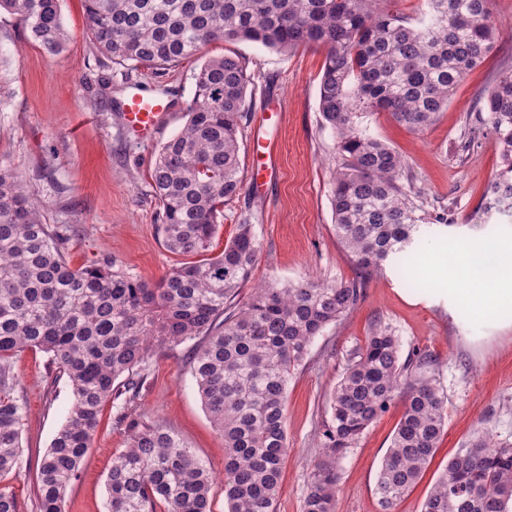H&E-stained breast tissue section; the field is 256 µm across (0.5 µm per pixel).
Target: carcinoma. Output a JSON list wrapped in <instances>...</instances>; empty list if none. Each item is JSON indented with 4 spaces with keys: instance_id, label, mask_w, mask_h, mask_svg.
<instances>
[{
    "instance_id": "carcinoma-1",
    "label": "carcinoma",
    "mask_w": 512,
    "mask_h": 512,
    "mask_svg": "<svg viewBox=\"0 0 512 512\" xmlns=\"http://www.w3.org/2000/svg\"><path fill=\"white\" fill-rule=\"evenodd\" d=\"M387 0H83L99 64L155 74L215 42L251 41L277 52L321 47L323 126L341 163L330 171L336 238L356 269L352 279L271 284L246 299L262 244L252 214L239 215L224 250L209 255L224 203L242 194L239 136L248 118L247 64L209 57L194 74L183 128L160 143L149 168L158 231L166 248L198 260L150 284L113 257L81 268L65 238L45 223L21 177L0 164V480L19 464L24 410L15 397L14 359L29 348L66 377L72 403L38 472L41 512L62 502L92 447L103 405L124 417L146 381L150 352L193 342L192 375L224 436L228 512H275L288 448V382L312 340L363 299L389 260L408 269L425 217L403 184L406 163L362 126L377 112L413 131L432 125L450 96L495 52L499 29L489 0H422L416 23ZM34 43L58 55L69 34L61 0H0ZM478 122L495 134L503 171L490 189L512 203V70L478 96ZM403 411L377 474L380 512H396L425 475L446 425L448 397L435 363L403 352L389 325L374 322L350 351L333 389L320 456L310 465L302 512H335L339 462L396 401ZM127 448L107 477L109 512H211V473L161 425L130 420ZM0 512H21L0 485ZM420 512H512V443L478 436L448 459Z\"/></svg>"
}]
</instances>
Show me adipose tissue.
<instances>
[{
	"instance_id": "obj_1",
	"label": "adipose tissue",
	"mask_w": 512,
	"mask_h": 512,
	"mask_svg": "<svg viewBox=\"0 0 512 512\" xmlns=\"http://www.w3.org/2000/svg\"><path fill=\"white\" fill-rule=\"evenodd\" d=\"M495 253L496 261L489 264L477 249L460 245L426 261L418 273L433 285L451 284L461 305L489 319L512 308V241L500 243Z\"/></svg>"
}]
</instances>
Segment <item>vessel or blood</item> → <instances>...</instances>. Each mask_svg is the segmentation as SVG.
<instances>
[{"label":"vessel or blood","mask_w":512,"mask_h":512,"mask_svg":"<svg viewBox=\"0 0 512 512\" xmlns=\"http://www.w3.org/2000/svg\"><path fill=\"white\" fill-rule=\"evenodd\" d=\"M175 100L168 94H145L139 87L132 86L126 91L121 102L122 118L126 129L143 141H151L176 109ZM273 110H265L260 123L251 135L252 165L249 185L254 192H263L276 176L278 142L269 136L273 123Z\"/></svg>","instance_id":"obj_1"}]
</instances>
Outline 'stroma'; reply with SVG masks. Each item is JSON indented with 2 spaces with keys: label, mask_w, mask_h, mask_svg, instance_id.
Listing matches in <instances>:
<instances>
[{
  "label": "stroma",
  "mask_w": 512,
  "mask_h": 512,
  "mask_svg": "<svg viewBox=\"0 0 512 512\" xmlns=\"http://www.w3.org/2000/svg\"><path fill=\"white\" fill-rule=\"evenodd\" d=\"M489 8L502 23L498 50L456 88L432 126L415 132L384 112L364 120L372 135L405 158L425 210L448 219L444 225L422 226L420 256L437 255L463 241L486 251L512 239V216L490 207L485 196L501 169L493 132L485 131L470 150L460 148L479 93L503 67H512V26L504 24L512 19V0H490ZM62 17L70 41L61 54L51 55L26 40L12 16L0 15V160L22 175L26 190L42 203L46 223L65 230L71 265L86 267L113 257L143 280L157 282L182 258L166 249L155 224L148 170L156 146L128 135L117 111L92 110L85 83L104 74L109 86L103 95L116 102L128 83L149 90L165 85L179 103L159 133L165 139L185 124L183 108L193 96L198 63H183L160 76L115 64L99 69L82 0H62ZM223 53L248 64L250 114L274 101L281 104L282 116L277 178L262 194L247 189L225 204L212 254L223 250L235 233L237 215L248 208L262 249L243 295L271 283L351 278L352 260L336 238L330 204L329 171L339 154L336 136L322 125L319 113L323 49L284 54L239 41L203 50L207 57ZM376 320L393 327L403 348L432 356L448 397L439 449L397 512H420L433 482L465 440L487 434L512 443V311L493 320L476 319L452 291L421 279L408 285L390 261L371 280L358 307L315 337L288 384V450L277 512H302L309 466L320 452L323 425L330 417L331 391L346 355L363 343ZM190 350L183 343L152 351L146 388L132 416L164 426L192 449L213 474L212 512H227L224 438L202 405L190 372ZM15 370L17 395L25 407L22 456L5 484L21 512H39V463L65 422L72 393L66 380L50 381L47 357L38 349L17 357ZM401 412V404H393L342 458L336 512H379L376 477ZM119 413L116 404L104 405L80 475L65 494L64 512H107L112 458L126 448L130 434Z\"/></svg>",
  "instance_id": "stroma-1"
}]
</instances>
